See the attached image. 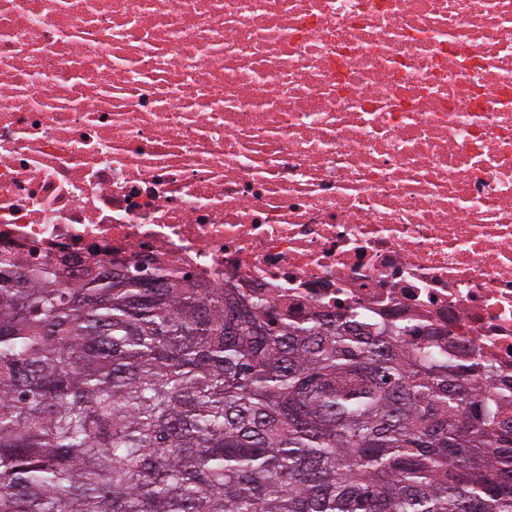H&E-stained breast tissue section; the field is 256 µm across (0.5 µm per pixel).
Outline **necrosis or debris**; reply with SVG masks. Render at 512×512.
Instances as JSON below:
<instances>
[{"label":"necrosis or debris","instance_id":"obj_1","mask_svg":"<svg viewBox=\"0 0 512 512\" xmlns=\"http://www.w3.org/2000/svg\"><path fill=\"white\" fill-rule=\"evenodd\" d=\"M0 254L423 324L512 383V0H0Z\"/></svg>","mask_w":512,"mask_h":512}]
</instances>
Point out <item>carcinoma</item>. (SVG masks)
Listing matches in <instances>:
<instances>
[{"instance_id": "1", "label": "carcinoma", "mask_w": 512, "mask_h": 512, "mask_svg": "<svg viewBox=\"0 0 512 512\" xmlns=\"http://www.w3.org/2000/svg\"><path fill=\"white\" fill-rule=\"evenodd\" d=\"M0 258V512H512V388L409 320Z\"/></svg>"}]
</instances>
